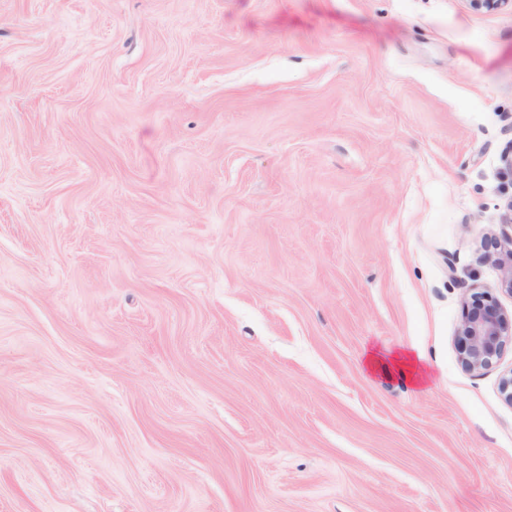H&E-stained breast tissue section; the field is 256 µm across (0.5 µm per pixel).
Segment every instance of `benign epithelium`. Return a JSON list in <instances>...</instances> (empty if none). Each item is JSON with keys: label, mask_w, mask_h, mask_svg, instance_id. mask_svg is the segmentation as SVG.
Masks as SVG:
<instances>
[{"label": "benign epithelium", "mask_w": 512, "mask_h": 512, "mask_svg": "<svg viewBox=\"0 0 512 512\" xmlns=\"http://www.w3.org/2000/svg\"><path fill=\"white\" fill-rule=\"evenodd\" d=\"M496 246L494 263L501 273V289L512 295V235L499 238ZM509 344H512V314L492 294H472L457 331L462 365L471 372L486 370L502 357Z\"/></svg>", "instance_id": "7a95c632"}]
</instances>
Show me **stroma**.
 <instances>
[{
  "instance_id": "1",
  "label": "stroma",
  "mask_w": 512,
  "mask_h": 512,
  "mask_svg": "<svg viewBox=\"0 0 512 512\" xmlns=\"http://www.w3.org/2000/svg\"><path fill=\"white\" fill-rule=\"evenodd\" d=\"M510 149L508 9L0 0V512H512ZM494 263L501 273V289L512 295V234L503 235L496 242ZM456 336L462 365L481 372L492 367L512 344V314L489 292L473 293ZM425 361H428V357L424 352L405 349L392 353L388 357L369 352L366 355L365 366L373 374L398 377L411 385H418L425 377L423 368Z\"/></svg>"
}]
</instances>
